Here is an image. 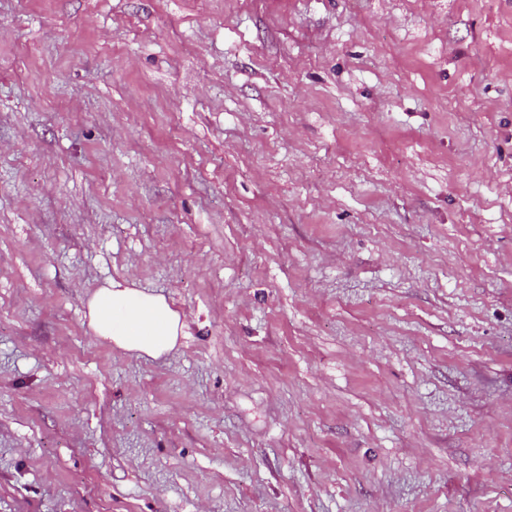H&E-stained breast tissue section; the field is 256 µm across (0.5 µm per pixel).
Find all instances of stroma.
Wrapping results in <instances>:
<instances>
[{"mask_svg":"<svg viewBox=\"0 0 512 512\" xmlns=\"http://www.w3.org/2000/svg\"><path fill=\"white\" fill-rule=\"evenodd\" d=\"M0 512H512V0H0ZM130 284L112 280L91 291L84 301L88 325L94 336L112 348L160 359L178 345L185 319L163 295Z\"/></svg>","mask_w":512,"mask_h":512,"instance_id":"1","label":"stroma"}]
</instances>
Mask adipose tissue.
<instances>
[{"label": "adipose tissue", "mask_w": 512, "mask_h": 512, "mask_svg": "<svg viewBox=\"0 0 512 512\" xmlns=\"http://www.w3.org/2000/svg\"><path fill=\"white\" fill-rule=\"evenodd\" d=\"M84 306L94 336L140 357L168 355L186 328L183 315L164 296L116 281L91 291Z\"/></svg>", "instance_id": "adipose-tissue-1"}]
</instances>
